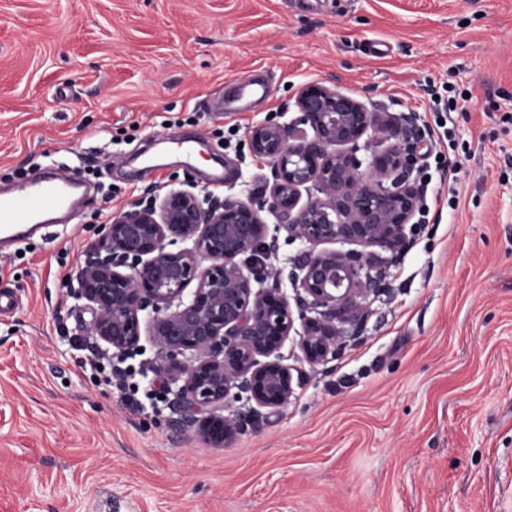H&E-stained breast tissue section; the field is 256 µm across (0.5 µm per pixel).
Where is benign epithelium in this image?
Returning <instances> with one entry per match:
<instances>
[{"mask_svg":"<svg viewBox=\"0 0 512 512\" xmlns=\"http://www.w3.org/2000/svg\"><path fill=\"white\" fill-rule=\"evenodd\" d=\"M296 107L301 116L288 125L247 131L251 152L271 167L261 196L148 187L146 202L110 215L76 275L74 297L93 314L86 339L126 352L150 336L178 424L199 425L215 445L244 433L259 409L288 404L293 373L281 348L291 335L308 363L336 358L367 319L360 299L381 287L375 250L398 253L411 243L419 207L413 126L322 83L303 86ZM365 135L385 148L363 171L347 147ZM264 212L276 220L272 236ZM281 232L310 245L293 267L260 272L237 261L276 251ZM172 238L193 248L171 251ZM285 279L291 300L280 288ZM261 280L270 285L254 288ZM243 394L254 406L221 413L229 396Z\"/></svg>","mask_w":512,"mask_h":512,"instance_id":"1","label":"benign epithelium"}]
</instances>
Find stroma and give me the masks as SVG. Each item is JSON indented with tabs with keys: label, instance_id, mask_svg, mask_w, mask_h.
<instances>
[{
	"label": "stroma",
	"instance_id": "stroma-1",
	"mask_svg": "<svg viewBox=\"0 0 512 512\" xmlns=\"http://www.w3.org/2000/svg\"><path fill=\"white\" fill-rule=\"evenodd\" d=\"M308 83L414 122L428 221L379 255L360 334L315 365L289 339L288 405L215 446L83 372L69 284L147 187L259 192L246 132L296 119ZM176 139L203 166L128 177ZM50 164L90 191L0 250V512H512V0H0V187Z\"/></svg>",
	"mask_w": 512,
	"mask_h": 512
}]
</instances>
